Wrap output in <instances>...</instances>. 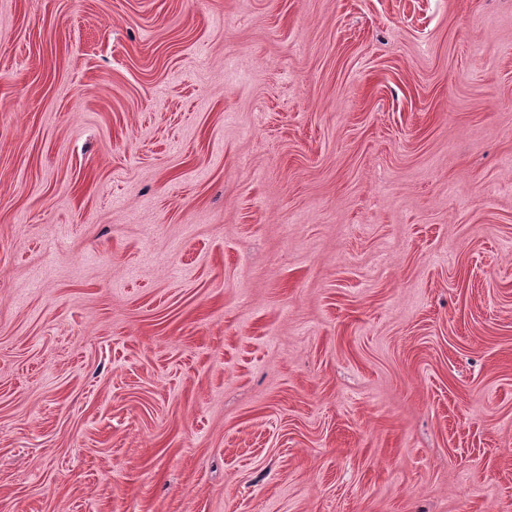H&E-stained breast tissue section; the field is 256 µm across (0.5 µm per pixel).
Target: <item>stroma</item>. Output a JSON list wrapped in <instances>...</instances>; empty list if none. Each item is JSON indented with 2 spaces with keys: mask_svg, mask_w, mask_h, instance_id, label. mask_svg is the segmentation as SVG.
Segmentation results:
<instances>
[{
  "mask_svg": "<svg viewBox=\"0 0 512 512\" xmlns=\"http://www.w3.org/2000/svg\"><path fill=\"white\" fill-rule=\"evenodd\" d=\"M0 512H512V0H0Z\"/></svg>",
  "mask_w": 512,
  "mask_h": 512,
  "instance_id": "35a3bbf8",
  "label": "stroma"
}]
</instances>
